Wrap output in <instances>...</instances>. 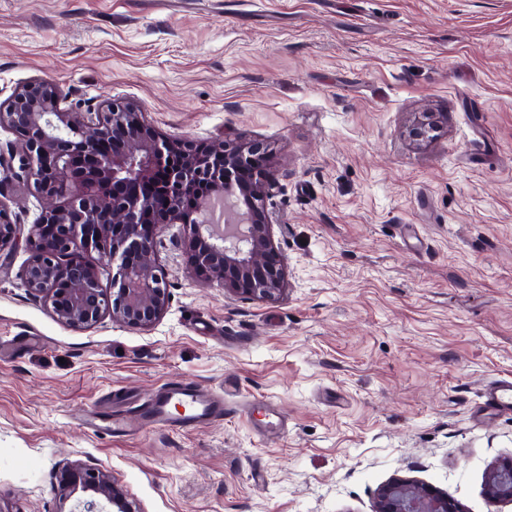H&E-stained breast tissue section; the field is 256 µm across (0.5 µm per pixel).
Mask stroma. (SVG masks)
Here are the masks:
<instances>
[{
	"instance_id": "1",
	"label": "stroma",
	"mask_w": 512,
	"mask_h": 512,
	"mask_svg": "<svg viewBox=\"0 0 512 512\" xmlns=\"http://www.w3.org/2000/svg\"><path fill=\"white\" fill-rule=\"evenodd\" d=\"M35 79L64 107L135 105L172 138L273 152L267 202L287 287L229 296L156 258L152 327L76 329L0 276V512H68L59 468L99 464L136 512H374L428 484L463 512L512 458V0H0V102ZM435 115L433 139L408 137ZM21 233L47 205L14 180ZM233 416L102 429L167 383ZM481 404L486 411H512V380L501 379L487 386Z\"/></svg>"
}]
</instances>
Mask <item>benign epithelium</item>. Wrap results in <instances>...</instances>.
I'll use <instances>...</instances> for the list:
<instances>
[{
  "label": "benign epithelium",
  "instance_id": "obj_1",
  "mask_svg": "<svg viewBox=\"0 0 512 512\" xmlns=\"http://www.w3.org/2000/svg\"><path fill=\"white\" fill-rule=\"evenodd\" d=\"M19 136L0 168L58 205L31 225L23 285L47 302L57 319L87 328L109 315L145 330L169 302L164 269L153 255L172 226L183 230L187 264L229 294L275 301L286 289V265L274 244L265 201L278 187L270 149L257 142L217 145L166 138L128 103L106 101L87 112L67 110L55 85L26 83L0 104V130ZM437 124L420 117L415 141L433 138ZM162 178L168 204L156 205L141 187ZM193 207L184 209L186 197ZM153 215L150 229L144 217ZM51 226L50 245L42 228ZM19 229L0 204V272L9 269ZM111 275L110 285L102 284ZM54 491L75 498L69 512H132L101 465L73 464ZM493 500H512V459L486 481ZM375 512H462L431 485L393 480L380 487Z\"/></svg>",
  "mask_w": 512,
  "mask_h": 512
}]
</instances>
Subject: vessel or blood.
Here are the masks:
<instances>
[{
  "label": "vessel or blood",
  "instance_id": "1",
  "mask_svg": "<svg viewBox=\"0 0 512 512\" xmlns=\"http://www.w3.org/2000/svg\"><path fill=\"white\" fill-rule=\"evenodd\" d=\"M174 402L184 408V417L190 426L207 423L226 413L223 399L181 382L170 383L160 394L142 404L141 413L148 421L160 423L166 420L169 406ZM482 405L491 412L512 410V380L501 379L487 386Z\"/></svg>",
  "mask_w": 512,
  "mask_h": 512
}]
</instances>
